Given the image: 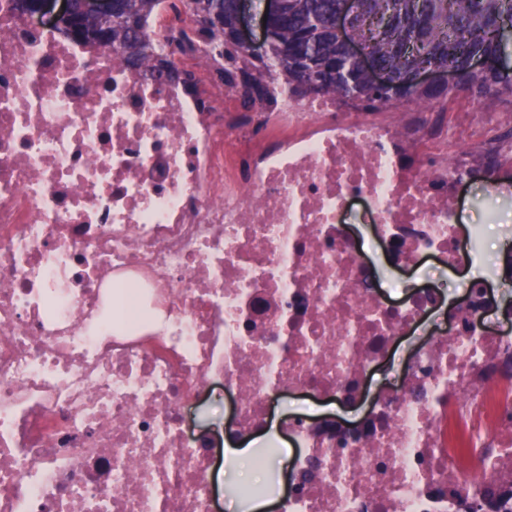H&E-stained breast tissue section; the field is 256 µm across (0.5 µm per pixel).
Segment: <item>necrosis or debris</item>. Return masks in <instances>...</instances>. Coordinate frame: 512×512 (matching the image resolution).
<instances>
[{"instance_id": "obj_1", "label": "necrosis or debris", "mask_w": 512, "mask_h": 512, "mask_svg": "<svg viewBox=\"0 0 512 512\" xmlns=\"http://www.w3.org/2000/svg\"><path fill=\"white\" fill-rule=\"evenodd\" d=\"M199 36L157 81L0 0V512H219L226 443L285 394L279 512H464L512 486V336L373 260L456 268L462 182L512 185V113L246 96ZM360 211L374 258L347 229ZM451 307L455 326L434 314ZM399 385L370 390L404 338ZM232 397L216 429L190 408Z\"/></svg>"}]
</instances>
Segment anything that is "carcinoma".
I'll list each match as a JSON object with an SVG mask.
<instances>
[{
	"label": "carcinoma",
	"instance_id": "cac0c4a2",
	"mask_svg": "<svg viewBox=\"0 0 512 512\" xmlns=\"http://www.w3.org/2000/svg\"><path fill=\"white\" fill-rule=\"evenodd\" d=\"M111 36L100 47L120 49L138 66L154 62L155 47L146 24L159 0H114ZM210 22L200 23L211 49L224 55L229 67L224 82L242 73L254 84L267 72L277 71L289 85L314 94H338L369 107L395 101L445 102L460 89L435 92L409 86L395 98L389 92L365 89L357 65L336 45L333 22L342 0H287V13L276 21L277 38L267 61L250 60L227 36L225 18L234 0H204ZM362 19L355 27L369 52L387 71L391 81L410 80L419 66L464 70L470 57L505 50L496 22L512 21V0H361ZM463 90L486 95L512 94V69L490 75L471 73Z\"/></svg>",
	"mask_w": 512,
	"mask_h": 512
}]
</instances>
